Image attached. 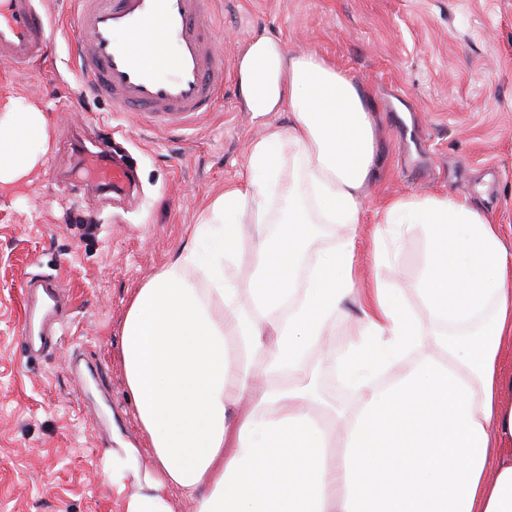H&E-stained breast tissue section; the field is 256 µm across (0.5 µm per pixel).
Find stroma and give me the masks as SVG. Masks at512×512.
<instances>
[{
	"instance_id": "35a3bbf8",
	"label": "stroma",
	"mask_w": 512,
	"mask_h": 512,
	"mask_svg": "<svg viewBox=\"0 0 512 512\" xmlns=\"http://www.w3.org/2000/svg\"><path fill=\"white\" fill-rule=\"evenodd\" d=\"M61 34L19 73L0 64V102L39 104L50 151L32 184L0 192V512H120L97 465L112 430L146 447L126 386L121 325L137 288L192 237L209 202L245 173L261 126L236 81L181 131L77 95L83 35L70 0H42ZM216 45L236 61L255 34L317 54L374 98L379 176L363 223L410 194L449 193L491 215L512 250V0H223ZM122 143L133 194L98 192L84 151ZM426 235L395 258L360 245L363 278L411 285ZM56 273L74 297L64 335L23 353L21 284Z\"/></svg>"
}]
</instances>
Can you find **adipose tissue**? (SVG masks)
Listing matches in <instances>:
<instances>
[{"label":"adipose tissue","instance_id":"ef3b65f1","mask_svg":"<svg viewBox=\"0 0 512 512\" xmlns=\"http://www.w3.org/2000/svg\"><path fill=\"white\" fill-rule=\"evenodd\" d=\"M238 76L245 111L290 120L266 125L246 177L128 303L121 355L148 447L117 433L99 461L121 512H174L173 488L195 512H512V250L497 225L445 193L393 200L375 212L372 247L422 227L421 307L378 277L356 287L377 177L372 96L262 33ZM48 129L37 105L0 109V190L40 165ZM247 224L259 227L249 240ZM317 224L337 241L312 257ZM244 249L253 275L226 277ZM351 302L361 315L339 368L356 399L322 413L309 356Z\"/></svg>","mask_w":512,"mask_h":512}]
</instances>
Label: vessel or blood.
<instances>
[{"label": "vessel or blood", "instance_id": "obj_1", "mask_svg": "<svg viewBox=\"0 0 512 512\" xmlns=\"http://www.w3.org/2000/svg\"><path fill=\"white\" fill-rule=\"evenodd\" d=\"M37 0H0V63L25 69L55 43ZM216 0H72L73 17L84 32L76 65L84 87L107 99L113 111L145 112L170 128L186 127L212 111L224 88L227 63L215 48L222 21ZM150 32L153 43L135 46L130 37ZM96 179L113 192L126 191L132 172L118 161L90 156ZM21 343L43 347L62 333L71 297L57 278L35 275L21 287Z\"/></svg>", "mask_w": 512, "mask_h": 512}]
</instances>
